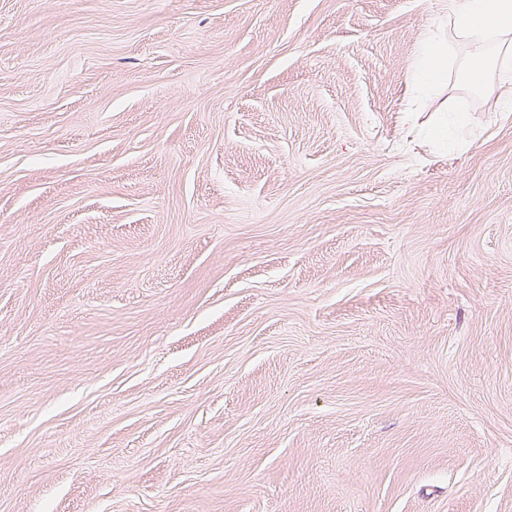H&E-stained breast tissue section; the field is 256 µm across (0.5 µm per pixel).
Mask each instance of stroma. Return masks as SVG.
<instances>
[{"label":"stroma","mask_w":512,"mask_h":512,"mask_svg":"<svg viewBox=\"0 0 512 512\" xmlns=\"http://www.w3.org/2000/svg\"><path fill=\"white\" fill-rule=\"evenodd\" d=\"M447 2L0 0V512H512V89ZM420 68L423 75L432 80H440L442 77L443 57L431 40L429 41L427 50L421 59Z\"/></svg>","instance_id":"stroma-1"}]
</instances>
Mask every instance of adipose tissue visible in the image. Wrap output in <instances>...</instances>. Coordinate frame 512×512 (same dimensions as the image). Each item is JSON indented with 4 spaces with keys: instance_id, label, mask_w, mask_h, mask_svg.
<instances>
[{
    "instance_id": "1",
    "label": "adipose tissue",
    "mask_w": 512,
    "mask_h": 512,
    "mask_svg": "<svg viewBox=\"0 0 512 512\" xmlns=\"http://www.w3.org/2000/svg\"><path fill=\"white\" fill-rule=\"evenodd\" d=\"M448 15L454 20L458 36L471 47L457 75L459 82L466 83L476 69L485 66L486 43L505 42L512 34V0H448Z\"/></svg>"
}]
</instances>
